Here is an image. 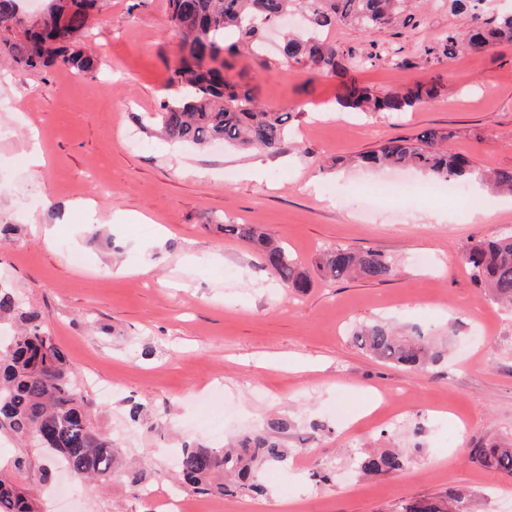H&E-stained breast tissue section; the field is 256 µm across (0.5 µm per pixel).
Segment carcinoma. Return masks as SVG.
Listing matches in <instances>:
<instances>
[{"mask_svg":"<svg viewBox=\"0 0 512 512\" xmlns=\"http://www.w3.org/2000/svg\"><path fill=\"white\" fill-rule=\"evenodd\" d=\"M485 0H462L469 13L464 29L450 28L425 44L420 61L427 67L464 54L482 53L501 43H512V11L489 13ZM408 0H168V31L182 53L171 71L168 86L173 94L148 116L172 144L204 147L215 141L251 151L276 154L288 139L290 113L257 103L253 89L224 77V55L247 46L258 65L265 51V28L298 12L309 18L300 32H287L282 56L338 80L336 102L358 112L399 114L433 99L434 80L417 82L404 91L376 94L363 86L358 74L371 57L339 51L328 33L344 25L364 31L392 28L412 20ZM91 8L99 0H49L43 16L25 18L20 0H0V60L24 69L66 67L84 77H95L99 62L80 44L91 23ZM452 132L426 129L414 137H397L359 161L370 166L412 167L439 182L492 183L495 190L512 194V168L485 174L466 157L445 147ZM224 234L236 236L261 256L283 288L304 293L313 276L330 280L366 278L387 281L395 275L392 259L374 249L338 246L320 254L313 269L297 264L288 249L274 240L261 224H226ZM464 267L477 288L492 300L512 307V235L477 239L462 250ZM13 323L17 333L0 346V431L23 440L40 431L48 438L51 453L79 481L108 485L123 472L129 493L143 496L151 480L164 481L163 472L144 468L121 469L112 438L93 423L92 403L76 381L63 350L43 329L37 310L19 304L12 290L0 285V323ZM359 349L385 363L408 371L424 365L429 350L423 339L397 336L383 325L360 328L354 334ZM286 417L272 418L243 433L237 447L214 448L200 443L181 448L178 475L181 483L200 494L229 490L262 496V468L281 463L286 453L280 437L288 433ZM469 459L512 476V448L493 444L470 449ZM406 458L398 453L371 454L361 462L370 475L400 470ZM404 512H472L469 500L450 491L443 497L414 500ZM0 512H40L35 498L13 477L0 473Z\"/></svg>","mask_w":512,"mask_h":512,"instance_id":"1","label":"carcinoma"}]
</instances>
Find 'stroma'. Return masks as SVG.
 <instances>
[{
  "label": "stroma",
  "mask_w": 512,
  "mask_h": 512,
  "mask_svg": "<svg viewBox=\"0 0 512 512\" xmlns=\"http://www.w3.org/2000/svg\"><path fill=\"white\" fill-rule=\"evenodd\" d=\"M450 4L430 0L404 27L330 34L341 51L377 53L359 74L371 91L438 81L435 99L396 116L339 108L334 78L274 54L261 68L241 50L229 79L291 115L276 155L178 151L148 124L177 62L167 0H104L89 38L102 58L96 78L62 68L0 74V221L14 227L0 243V283L40 312L116 447L169 470L187 442L222 448L277 412L294 422L287 461L262 473L266 495L185 490L192 505L399 512L454 490L477 512H512V477L466 454L512 444V311L485 299L457 260L470 238L512 235V199L489 211L491 188L475 187L463 209L396 195V182H426L413 170L328 167L443 128L449 150L481 169L512 168V43L416 63L420 46L462 24ZM258 160L265 172L255 179L247 170ZM228 224L264 225L306 266L347 246L384 252L397 273L318 278L296 295L225 234ZM373 323L423 334L435 360L408 372L371 357L353 332ZM134 402L139 429L129 426ZM211 414L223 416L222 434L206 429ZM314 421L327 426L315 439ZM383 448L404 453V468L361 477L362 459ZM327 469L331 480L316 482ZM169 488L157 482L135 498L118 479L106 491L80 482L54 503L48 488L31 491L47 512H169Z\"/></svg>",
  "instance_id": "1"
}]
</instances>
